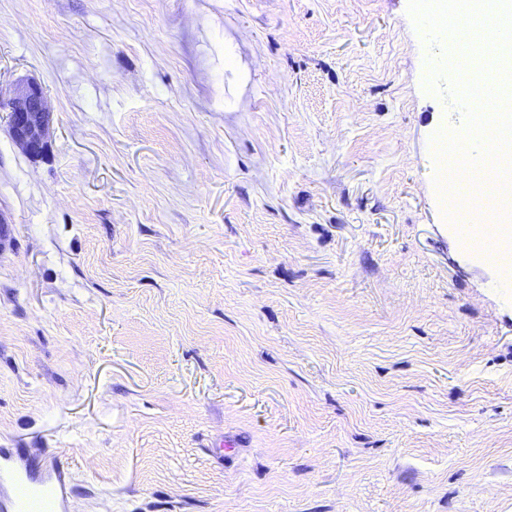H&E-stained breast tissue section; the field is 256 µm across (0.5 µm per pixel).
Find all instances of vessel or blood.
I'll return each mask as SVG.
<instances>
[{
	"label": "vessel or blood",
	"instance_id": "b4317fda",
	"mask_svg": "<svg viewBox=\"0 0 512 512\" xmlns=\"http://www.w3.org/2000/svg\"><path fill=\"white\" fill-rule=\"evenodd\" d=\"M68 474L58 453L0 448V512H73Z\"/></svg>",
	"mask_w": 512,
	"mask_h": 512
}]
</instances>
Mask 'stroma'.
I'll return each instance as SVG.
<instances>
[{
	"label": "stroma",
	"mask_w": 512,
	"mask_h": 512,
	"mask_svg": "<svg viewBox=\"0 0 512 512\" xmlns=\"http://www.w3.org/2000/svg\"><path fill=\"white\" fill-rule=\"evenodd\" d=\"M408 3L0 0L51 112L35 160L0 108V448L77 512H512V287Z\"/></svg>",
	"instance_id": "obj_1"
}]
</instances>
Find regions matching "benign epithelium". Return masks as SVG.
<instances>
[{
	"label": "benign epithelium",
	"instance_id": "1",
	"mask_svg": "<svg viewBox=\"0 0 512 512\" xmlns=\"http://www.w3.org/2000/svg\"><path fill=\"white\" fill-rule=\"evenodd\" d=\"M7 106L12 141L32 158L43 156L48 148L51 117L42 85L30 81L17 88Z\"/></svg>",
	"mask_w": 512,
	"mask_h": 512
}]
</instances>
